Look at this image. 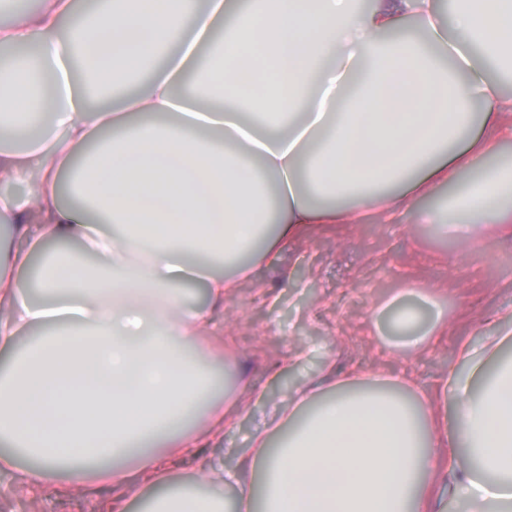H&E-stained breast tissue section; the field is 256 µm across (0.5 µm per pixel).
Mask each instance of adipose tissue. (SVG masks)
Segmentation results:
<instances>
[{
  "instance_id": "ef3b65f1",
  "label": "adipose tissue",
  "mask_w": 512,
  "mask_h": 512,
  "mask_svg": "<svg viewBox=\"0 0 512 512\" xmlns=\"http://www.w3.org/2000/svg\"><path fill=\"white\" fill-rule=\"evenodd\" d=\"M96 0L70 27L72 0H40L0 28V109L43 119L26 149L0 148V347L34 337L0 370V446L29 458L30 489L108 479L102 512H448L424 502L453 477L472 512H512V359L489 337L449 371L453 418L407 385L355 376L296 388L268 406L243 471L188 478L172 460L220 439L238 409L217 400L196 340L207 312L179 285L223 300L235 263L277 255L306 224L377 205L385 221L414 199L458 191L420 222L461 245L512 220V162L485 164L512 140V97L487 69L512 56V0H458L451 28L435 0ZM422 21L424 39L402 30ZM267 77L263 116L242 64ZM42 261L29 302L18 271ZM236 490L234 502L224 497Z\"/></svg>"
}]
</instances>
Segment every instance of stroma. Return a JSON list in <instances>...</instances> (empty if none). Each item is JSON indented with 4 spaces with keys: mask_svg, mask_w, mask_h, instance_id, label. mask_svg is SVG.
Instances as JSON below:
<instances>
[{
    "mask_svg": "<svg viewBox=\"0 0 512 512\" xmlns=\"http://www.w3.org/2000/svg\"><path fill=\"white\" fill-rule=\"evenodd\" d=\"M425 198L383 223L377 208L364 209L354 224H312L284 247L271 265L255 261L236 279L223 307L212 308L202 285L186 286L190 307L209 311L216 327L199 347L234 366L238 386L255 394L243 414L225 426L220 445L207 448L215 469H235L250 454L268 398L287 402L300 386L320 382L327 364L337 373L354 368L392 382L412 380L421 396L431 395L457 363L459 343L481 347L499 314L512 311V238L486 224L466 248L429 236L419 224ZM419 289L404 297L403 282ZM413 307L420 328L430 330L415 352L402 348L393 326L398 309ZM298 368L275 375L276 364L296 350ZM19 470L0 468V512H100L105 484H42L37 494L22 486Z\"/></svg>",
    "mask_w": 512,
    "mask_h": 512,
    "instance_id": "1",
    "label": "stroma"
}]
</instances>
